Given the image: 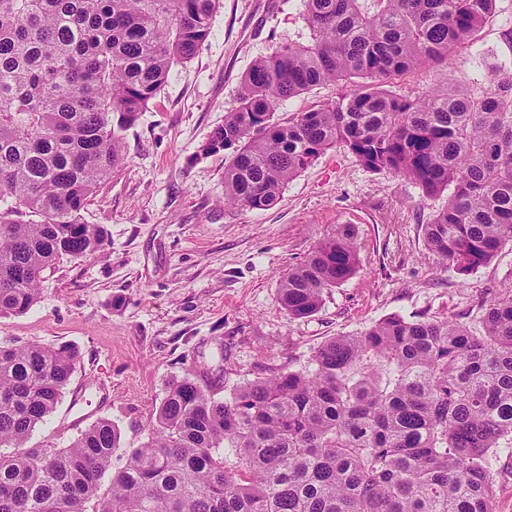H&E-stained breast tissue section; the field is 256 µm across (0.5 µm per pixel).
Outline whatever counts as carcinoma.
<instances>
[{"label":"carcinoma","instance_id":"carcinoma-1","mask_svg":"<svg viewBox=\"0 0 512 512\" xmlns=\"http://www.w3.org/2000/svg\"><path fill=\"white\" fill-rule=\"evenodd\" d=\"M308 36L255 59L224 126V200L267 210L330 150L447 202L427 248L461 274L512 244V60L483 85L393 91L448 64L496 0H301ZM220 0H0V315L29 311L46 269L105 249L81 211L124 164V139L211 33ZM336 100L283 121L314 86ZM359 268L349 224L279 282L294 319ZM470 324L394 315L322 343L307 365L235 382L224 399L173 380L123 466L101 418L59 448L29 444L78 360L69 346L0 343V512H494L512 450V282ZM110 494L101 495L104 482ZM338 89L335 83H327L292 97L281 106L277 112L278 118L288 119L293 113L304 112L315 104L334 101L338 97Z\"/></svg>","mask_w":512,"mask_h":512}]
</instances>
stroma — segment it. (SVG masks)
<instances>
[{
    "instance_id": "1",
    "label": "stroma",
    "mask_w": 512,
    "mask_h": 512,
    "mask_svg": "<svg viewBox=\"0 0 512 512\" xmlns=\"http://www.w3.org/2000/svg\"><path fill=\"white\" fill-rule=\"evenodd\" d=\"M512 0L447 66L412 72L406 93L434 81L470 86L487 66L512 57ZM299 0H220L207 40L172 76L125 139L126 163L83 211L107 230L104 252L61 259L46 271L40 301L0 316V342L76 347L72 384L86 387L87 423L118 426L121 452L144 441L172 379L192 376L225 395L209 367L224 354L229 382L307 363L329 338L357 335L386 317H448L477 307L512 273V246L469 274L429 251L422 226L441 200L410 181L364 169L347 153L322 155L257 211L224 202V156L200 155L237 105L252 61L306 36ZM341 224L354 225L360 267L295 319L278 302V283Z\"/></svg>"
}]
</instances>
